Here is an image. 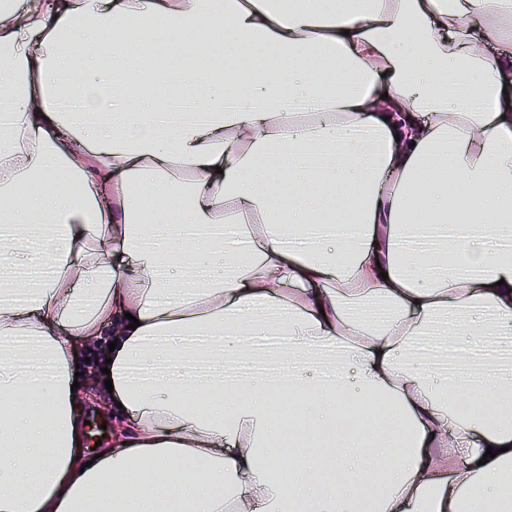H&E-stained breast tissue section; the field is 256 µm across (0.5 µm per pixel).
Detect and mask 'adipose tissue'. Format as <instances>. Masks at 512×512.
<instances>
[{"label":"adipose tissue","instance_id":"1","mask_svg":"<svg viewBox=\"0 0 512 512\" xmlns=\"http://www.w3.org/2000/svg\"><path fill=\"white\" fill-rule=\"evenodd\" d=\"M74 69L72 94L107 121L57 108L52 83ZM511 85L512 0H6L0 220L14 231L0 263H31L35 235L62 230L53 277H0V512H512V375L452 390L410 353L458 313L456 343L512 333V250L479 236L403 248L417 219L512 235ZM244 90L320 109L224 111ZM173 95L199 98L208 120L139 125ZM339 139L347 163L314 166ZM344 215L356 240L289 246ZM229 221L248 253L140 244L170 223ZM187 259L204 281L158 276ZM271 330L292 359L340 351L342 377L306 368L239 388L129 373L219 366ZM200 332L221 344L188 350ZM104 335L118 340L111 399L132 424L99 454L72 384ZM21 356L49 361V384L20 382Z\"/></svg>","mask_w":512,"mask_h":512}]
</instances>
